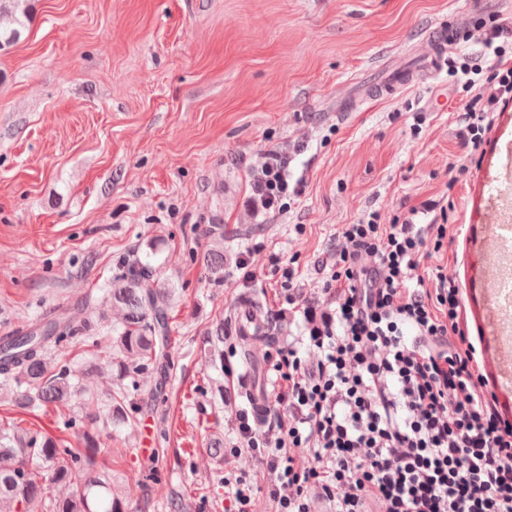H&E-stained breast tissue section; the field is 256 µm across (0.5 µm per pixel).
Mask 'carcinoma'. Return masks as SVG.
Masks as SVG:
<instances>
[{
  "label": "carcinoma",
  "instance_id": "cac0c4a2",
  "mask_svg": "<svg viewBox=\"0 0 512 512\" xmlns=\"http://www.w3.org/2000/svg\"><path fill=\"white\" fill-rule=\"evenodd\" d=\"M31 0H0V16L17 27L0 30V53L16 44L30 21ZM203 250L187 248L188 259L213 280L224 281L231 254L224 251V225L211 222ZM100 304L119 312L101 325L83 315L84 308L42 318L30 330L0 337V406L16 411L52 407L63 424L77 429L80 447L72 448L22 422L0 424V512H128L112 474L99 464L104 452L100 431L111 427L137 430L138 392L144 379L166 363L172 344L174 294L154 275L151 265L132 254L102 287ZM206 363L224 372V318L204 332ZM110 350L104 362L82 364L78 357L100 346ZM103 375L112 390L102 412L88 413L86 428L70 407L89 399L83 380ZM194 500L167 498L168 512H191Z\"/></svg>",
  "mask_w": 512,
  "mask_h": 512
}]
</instances>
